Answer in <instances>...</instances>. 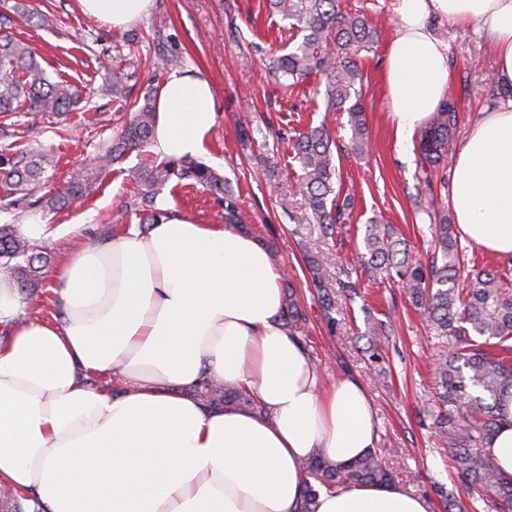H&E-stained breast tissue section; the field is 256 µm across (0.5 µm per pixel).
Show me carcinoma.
<instances>
[{
    "label": "carcinoma",
    "mask_w": 512,
    "mask_h": 512,
    "mask_svg": "<svg viewBox=\"0 0 512 512\" xmlns=\"http://www.w3.org/2000/svg\"><path fill=\"white\" fill-rule=\"evenodd\" d=\"M269 10L288 23L290 37L297 44L274 57L270 72L284 89L296 86L314 74L325 78L326 108L345 112L352 131L355 151L367 146L366 122L361 100L363 73L358 58L374 44L376 30L367 15L346 9L340 0H266ZM101 92L112 99L127 98L124 74L112 72V81ZM78 94L64 81H51L28 43L0 27V112H13L22 106L30 112H67L77 103ZM132 118L112 148L92 166L79 171L49 200L53 209L67 207L90 194L113 164L151 140L155 122V97L148 94L131 106ZM458 123L457 99L450 94L435 110L419 138V170L423 183L447 162L448 144ZM336 140L322 124L310 127L292 141L291 150L299 163L295 175L319 224L335 227L342 223L345 206L339 204L341 172L333 160ZM48 158L40 153H22L4 162L5 180L12 194L30 195L39 184ZM192 180L219 196L224 207V223L242 224L243 214L237 197L226 187L225 178L209 167L188 158L161 161L137 170L135 179L141 198L143 224H154L161 217L155 207L160 193L172 178ZM448 218L434 225L435 244L427 267L411 261L401 241L389 227L373 220L366 227L365 252L356 254L351 267L371 272L385 270L402 283L419 313L445 340L435 368L438 379L437 405L430 411L432 427L441 444L450 451L453 474L465 490L478 496L493 512H512V479L502 477L484 453L487 441L501 425L499 404L512 389V282L504 273L473 268L458 282V250ZM331 252L310 260L313 283L322 293L325 308L333 306L330 293L322 285L321 270L334 263ZM50 256L8 226H0V269L12 278L23 293L42 287L43 268ZM283 317L291 324L305 319L295 295L288 296ZM211 402L249 404L251 396L237 387H213ZM305 470L313 481L303 512H312L317 487L344 489L359 485L390 486L396 475L374 451L344 466L316 452L307 458Z\"/></svg>",
    "instance_id": "1"
}]
</instances>
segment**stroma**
Instances as JSON below:
<instances>
[{"instance_id": "stroma-1", "label": "stroma", "mask_w": 512, "mask_h": 512, "mask_svg": "<svg viewBox=\"0 0 512 512\" xmlns=\"http://www.w3.org/2000/svg\"><path fill=\"white\" fill-rule=\"evenodd\" d=\"M371 19L378 40L361 52L362 101L368 146L350 149L348 115L325 109L321 77L282 89L269 77L266 60L273 50L288 48L280 37L282 22L269 14L265 0H155L151 14L118 30L82 13L78 0H0V13L11 18L51 77H62L82 92L74 111L0 113V153L11 156L43 150L53 164L46 167L36 193L18 205L0 208V225H17L38 215L49 224H78L84 238L111 244L118 232L139 221L130 172L154 161L149 150L136 151L112 166L87 197L60 211L44 207V199L81 168L105 154L131 117L130 102L142 98L167 74L157 67L160 52L173 53L183 68L213 87L217 116L209 147L212 169L229 180L248 221L244 231L262 241L288 279L306 316L293 335L306 348L325 381L350 373L366 386L377 420L375 450L400 475L407 490L424 496L432 512H444L437 491L452 494L463 512H487L453 480L448 451L430 429L426 412L435 404L433 375L439 342L419 316L408 295L384 272L360 275L355 292L342 291L340 268L322 272L336 302L323 310L311 283L310 257L333 250L342 259L363 248L369 218L390 224L404 238L412 258L427 260L433 251V220L425 210L429 197L449 201L452 169L439 168L422 183L417 155L399 152L391 131L389 104L383 92L386 47L395 33L394 0H344ZM50 17L47 26L38 16ZM448 45L450 88L459 99V125L450 151L465 134L498 87L491 49L474 26L433 20ZM111 60L126 74L128 96L118 102L98 95ZM327 124L341 152L342 194L352 199L345 222L334 235L316 224L296 187L289 142L311 126ZM248 133L251 148L239 137ZM163 199L198 224L211 223L221 209L209 191L180 181L165 188Z\"/></svg>"}]
</instances>
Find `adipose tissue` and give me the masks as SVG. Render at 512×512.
<instances>
[{"label":"adipose tissue","mask_w":512,"mask_h":512,"mask_svg":"<svg viewBox=\"0 0 512 512\" xmlns=\"http://www.w3.org/2000/svg\"><path fill=\"white\" fill-rule=\"evenodd\" d=\"M120 29L154 0H79ZM384 82L401 151L445 98L448 45L433 19L476 25L496 59L501 98L469 128L452 160L459 231L512 260V0H395ZM216 123L210 83L168 75L150 149L205 157ZM164 217L109 245L78 244L52 275L62 314L30 318L0 276V486L26 512H301L304 461L338 464L377 441L363 383H325L281 320L282 270L236 225ZM114 385H94L95 375ZM206 384L241 387L254 405L211 407ZM484 451L512 477V393ZM314 512H429L402 485L319 489Z\"/></svg>","instance_id":"1"}]
</instances>
